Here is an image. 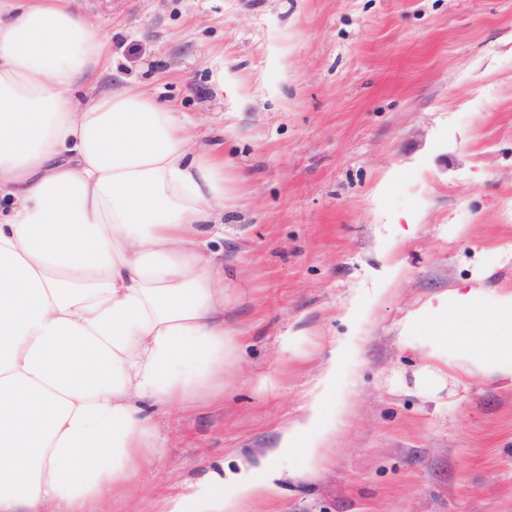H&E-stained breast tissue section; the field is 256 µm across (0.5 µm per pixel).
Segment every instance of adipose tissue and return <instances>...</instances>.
Segmentation results:
<instances>
[{
    "instance_id": "ef3b65f1",
    "label": "adipose tissue",
    "mask_w": 512,
    "mask_h": 512,
    "mask_svg": "<svg viewBox=\"0 0 512 512\" xmlns=\"http://www.w3.org/2000/svg\"><path fill=\"white\" fill-rule=\"evenodd\" d=\"M111 36L74 0H0V512H105L151 465L158 414L224 392L238 343L214 246L224 143L139 85L98 90ZM447 372L512 379V292L457 288L407 316ZM355 346L334 340L261 467L211 471L161 512H243L314 468Z\"/></svg>"
}]
</instances>
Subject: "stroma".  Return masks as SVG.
<instances>
[{
	"mask_svg": "<svg viewBox=\"0 0 512 512\" xmlns=\"http://www.w3.org/2000/svg\"><path fill=\"white\" fill-rule=\"evenodd\" d=\"M77 5L112 35L105 81L223 135L235 188L220 246L239 362L223 395L158 416L154 462L112 512H158L180 482L258 464L348 333L322 460L248 512H512V380L431 395L413 379L425 349L400 336L433 296L512 290V0Z\"/></svg>",
	"mask_w": 512,
	"mask_h": 512,
	"instance_id": "obj_1",
	"label": "stroma"
}]
</instances>
